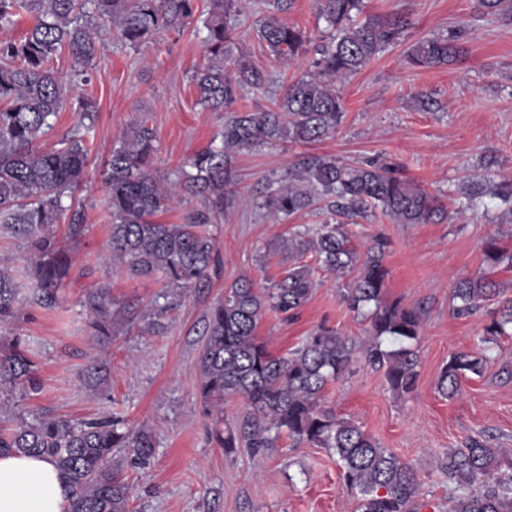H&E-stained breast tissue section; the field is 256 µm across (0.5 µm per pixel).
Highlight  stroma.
I'll use <instances>...</instances> for the list:
<instances>
[{
  "instance_id": "stroma-1",
  "label": "stroma",
  "mask_w": 512,
  "mask_h": 512,
  "mask_svg": "<svg viewBox=\"0 0 512 512\" xmlns=\"http://www.w3.org/2000/svg\"><path fill=\"white\" fill-rule=\"evenodd\" d=\"M364 15L404 19L400 41L364 69L339 83L346 105L342 125L313 145H264L233 156L240 191L261 188L307 155L347 163L376 161L398 166L402 175L437 196L450 220L399 224L382 211L350 225L358 248L375 235L389 246L385 299L421 311L422 331L413 348L419 376L415 389L398 397L382 370L357 360L350 373L327 387L324 402L357 423L381 447L411 461L421 481L420 512H448L450 488L441 469L449 449L474 437L512 448V338L503 337L482 375L462 380L454 399L437 391L451 353L475 348L490 322L486 310L454 312L453 291L465 277L487 275L503 298H512V265H488L484 242L493 237L512 254V213L489 201L462 210L466 185L476 176L512 179V22L476 12L473 0H363ZM265 0H243L237 39L271 81L261 92L243 91L236 109L271 107L286 83L312 70V55L293 61L272 56L257 28ZM461 27L467 52L451 65L416 70L406 53L418 40ZM204 58L195 25L163 34L133 48L115 32L103 31L88 80L74 87L53 130L41 143L51 148L76 137L91 147L82 185L74 196L87 232L71 253L70 283L52 309L21 303L15 322L0 324V347L24 337L40 366L42 390L12 405L15 414L46 412L73 419L116 414L134 429L148 428L154 455L146 467L122 458L133 487L131 512H355L343 490L336 457L324 448L281 437L277 447L222 448L214 439L215 416L200 398L199 355L210 310L239 278L265 287L288 266L286 240L323 216L314 210L277 221L264 210L233 199L208 225L220 266L201 287L171 292L163 277L129 278L108 250L111 220L102 171L128 126L145 120L155 138L154 169L176 179L195 153L222 146L223 121L197 105L191 83ZM91 101L94 123L85 127L79 105ZM0 269L29 288V247L0 227ZM317 286L293 318L267 312L257 334L274 354L297 347L319 324L352 339L368 335L369 324L340 295L341 282L315 270ZM108 284L117 319L112 341L99 344L87 327L82 305L87 289ZM108 372L87 381L91 361Z\"/></svg>"
}]
</instances>
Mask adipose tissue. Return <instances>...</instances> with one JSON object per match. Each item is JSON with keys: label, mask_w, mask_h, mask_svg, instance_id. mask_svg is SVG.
<instances>
[{"label": "adipose tissue", "mask_w": 512, "mask_h": 512, "mask_svg": "<svg viewBox=\"0 0 512 512\" xmlns=\"http://www.w3.org/2000/svg\"><path fill=\"white\" fill-rule=\"evenodd\" d=\"M68 495L50 460L23 454L0 456V512H63Z\"/></svg>", "instance_id": "adipose-tissue-1"}]
</instances>
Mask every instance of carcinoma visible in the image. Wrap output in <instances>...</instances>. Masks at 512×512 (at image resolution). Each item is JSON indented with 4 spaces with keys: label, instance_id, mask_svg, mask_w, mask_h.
Segmentation results:
<instances>
[{
    "label": "carcinoma",
    "instance_id": "obj_1",
    "mask_svg": "<svg viewBox=\"0 0 512 512\" xmlns=\"http://www.w3.org/2000/svg\"><path fill=\"white\" fill-rule=\"evenodd\" d=\"M203 21L204 64L191 77L197 104L213 112L231 106L242 89L261 91L269 74L244 56L233 57L241 0H206ZM477 11L512 19V0H474ZM319 16L328 33L314 49L316 73L286 85L273 106L261 112H233L224 121V146L204 150L189 161L190 170L165 187L156 178L152 132L144 121L133 123L112 149L103 170L111 211L109 249L112 261L131 278L164 275L173 289L201 283L216 265L212 238L201 231L216 223L224 202L234 196L231 160L234 153L257 144H312L329 137L345 117L336 83L368 65L385 47L399 41L404 21L360 17L362 0H319ZM269 15L258 30L260 41L275 56L295 59L309 52L304 32L282 15L292 0H267ZM196 11V0H0V25H15L23 14L35 22L18 41H0V225L23 237L34 255L31 263L32 304L51 308L70 280V247L85 233L79 213L71 214L64 237L55 224L74 198L88 164L87 141L69 139L44 148L41 138L52 128L74 85L87 81L85 65L96 55L100 23H107L125 44L137 48L161 33H179ZM461 30H448L412 45L408 63L417 69L450 65L465 54ZM75 62L68 81L53 64L61 52ZM232 67H227V62ZM279 186L257 198H244L275 217L287 218L319 201L327 203L331 220L306 225L288 239V268L268 288L246 279L233 284L224 301L209 313L199 357L205 406L215 408L236 396L246 413L233 429L216 432L224 448L244 442L251 448H274L282 433L298 443L326 448L336 455L345 491L356 512H415L421 482L404 458L379 445L356 423L322 405L326 386L350 371L358 355L384 369L397 395L411 392L417 378V356L405 344L418 340L417 309L384 301L388 269L387 242L374 240L359 252L345 222L368 218L380 207L399 224H438L447 207L389 165L349 164L312 155L277 179ZM204 196L209 204L188 213L182 224H160L154 217L173 208L181 187ZM471 206L486 195L512 208V182L477 179L465 190ZM312 254L319 268L344 280L343 298L370 320L365 347L321 326L285 355H275L256 335L262 315L285 316L298 311L316 283L303 262ZM485 261L512 263L496 240H487ZM493 280L480 275L461 279L454 289L456 311L470 314L495 300ZM19 288L0 271V323L16 320ZM83 306L88 326L101 342L112 339V296L105 286L86 291ZM512 300L492 313L480 351L451 355L440 372L438 391L452 399L461 377L482 375L490 345L509 335ZM38 364L19 336L0 354V412L17 398L38 394ZM129 448L135 464L146 466L153 440L117 416L72 420L38 414L5 417L0 422V453L38 454L53 461L69 488L64 512H130L131 487L112 465V454ZM454 485L448 512H512V448H492L473 440L448 449L443 465Z\"/></svg>",
    "mask_w": 512,
    "mask_h": 512
}]
</instances>
